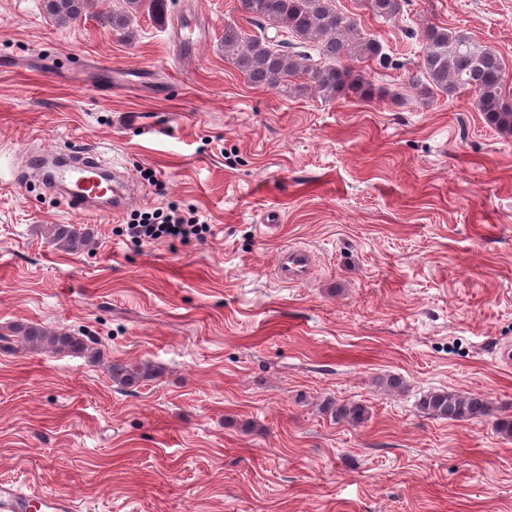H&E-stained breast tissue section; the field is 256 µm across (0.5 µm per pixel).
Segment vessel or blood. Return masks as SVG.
Returning a JSON list of instances; mask_svg holds the SVG:
<instances>
[{
  "mask_svg": "<svg viewBox=\"0 0 512 512\" xmlns=\"http://www.w3.org/2000/svg\"><path fill=\"white\" fill-rule=\"evenodd\" d=\"M116 123L122 128L137 130L140 135L149 138L162 134L166 129L165 124L146 117L138 110L118 113ZM102 168L101 161L93 154L83 152L74 165L62 167L54 173V181L70 187L64 200L71 211L85 214L98 210L100 198L108 194L118 204L130 195L131 181L124 172H114L111 184L98 182L96 176ZM279 263V277L289 285L306 281L312 273L313 258L305 250L285 249L279 256ZM0 512H80V507L69 494L36 496L20 490L13 483L2 481Z\"/></svg>",
  "mask_w": 512,
  "mask_h": 512,
  "instance_id": "obj_1",
  "label": "vessel or blood"
}]
</instances>
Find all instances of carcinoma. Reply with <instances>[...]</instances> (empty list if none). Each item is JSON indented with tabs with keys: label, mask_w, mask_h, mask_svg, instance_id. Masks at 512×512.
<instances>
[{
	"label": "carcinoma",
	"mask_w": 512,
	"mask_h": 512,
	"mask_svg": "<svg viewBox=\"0 0 512 512\" xmlns=\"http://www.w3.org/2000/svg\"><path fill=\"white\" fill-rule=\"evenodd\" d=\"M407 0H365L372 15L394 24L403 16ZM112 12V29L132 37L131 25L142 9L163 14L166 0H124ZM91 0H42L44 12L59 25H70L85 15ZM249 23L258 30L224 26V54L256 87L283 93L311 90L325 101L341 97L368 99L375 88L356 70L354 63L384 59L381 43L358 28V23L341 14L336 0H241ZM276 30L268 36L267 30ZM423 52L419 72L425 81L411 78L421 97L452 95L460 91L475 95L479 111L497 130L512 133V95L506 92L504 63L499 54L463 30H449L435 23L420 33ZM53 243L66 251L81 248L89 235L72 225L56 224L50 229ZM27 352H64L100 358L102 351L70 332L49 330L39 324H13L0 333V350L14 347ZM158 369L148 362L111 365L112 382L131 388L155 377ZM424 413L451 421L472 420L493 414L492 403L475 393L448 389L432 390L419 400ZM338 422L359 425L366 409L355 403L333 407Z\"/></svg>",
	"instance_id": "cac0c4a2"
}]
</instances>
